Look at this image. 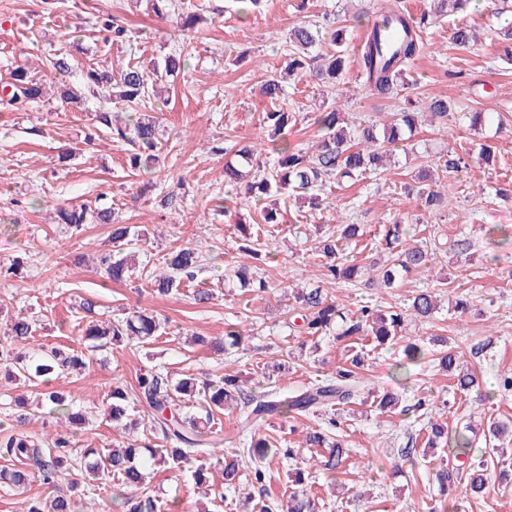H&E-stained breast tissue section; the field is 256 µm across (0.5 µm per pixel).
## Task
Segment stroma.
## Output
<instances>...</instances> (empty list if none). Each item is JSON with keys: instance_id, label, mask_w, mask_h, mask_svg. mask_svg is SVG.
Here are the masks:
<instances>
[{"instance_id": "stroma-1", "label": "stroma", "mask_w": 512, "mask_h": 512, "mask_svg": "<svg viewBox=\"0 0 512 512\" xmlns=\"http://www.w3.org/2000/svg\"><path fill=\"white\" fill-rule=\"evenodd\" d=\"M192 2L201 8V21L185 36L172 19L158 18L148 0H62L53 16L44 14L41 0H0V87L11 68L24 64L43 80L46 92L42 102L22 111L0 104V263L26 257L21 277L0 280V338L10 318L25 311L36 319L39 344L82 353L85 375L56 383L88 411L91 423L75 438L82 450L118 440L108 419L109 394L116 385L134 393L136 376L144 368L163 370L176 380L204 374L215 378L233 370L249 393L301 390L335 375L345 364L342 345L334 337L315 338L294 327V289L322 287L328 299L349 312L364 303L384 311L402 307L416 291L429 289L441 297L434 319L409 325L408 339L371 351L360 371L373 394L396 393L405 413L378 415L366 400L339 407L336 434L346 456L336 481L316 474L310 483L324 502L321 512H448L452 500L436 479L448 450L425 448L426 422L471 427L480 446L490 420L512 422V393L484 396L501 374L512 371V243H491L485 233L495 224L512 226V197L506 195L512 190V61L494 36L502 17L494 8L479 6L433 20L422 30L423 49L391 100L372 95L357 64L367 18L385 0H309L304 7L297 0H263L246 19L230 0ZM106 15L126 23L128 40L103 43L94 24ZM325 16L347 31L348 68L333 85L285 83L283 106L292 121L283 136L289 142L306 148L317 144L322 132L314 118L336 102L344 104L355 124L393 112L398 104L409 111L420 109L433 96L447 97L452 112L447 124H422L413 150L397 153L384 170L328 186L326 207L313 210L305 200L280 198L279 254L259 270L269 288L250 293L235 276L236 226L256 214L219 208L224 166L238 163L237 151L244 144L271 139L261 123L267 104L260 88L284 68L290 30ZM463 24L480 32L479 41L465 49L452 39L455 27ZM180 49L189 52L188 63L164 80L158 103L166 164L149 176L130 168L125 143L106 135L87 141L102 98L61 101L58 79L46 68L51 56L66 57L71 66L66 80L78 86L88 68L117 67L132 57L146 63ZM242 53L246 61L237 62ZM466 112L500 115L506 123L476 132L463 120ZM216 145L221 153H213ZM451 150L462 154L468 167L438 182L450 200L448 207L419 209L405 184L417 182L421 172L434 171ZM170 193L177 197L175 205L160 207ZM79 205L113 207L120 222L144 230L139 268L131 280H106L97 265L98 257L113 246L110 225L88 224L73 236L55 224L57 210ZM397 220L410 224L416 240L431 249L427 268L404 276L392 288L363 278L353 284L325 281L312 249L318 231L341 222L364 225L366 234L358 246H346L342 256L369 267L385 264L389 253L382 235ZM460 238L472 240L469 252L454 248ZM186 247L202 257L194 288L212 291L208 303H194L193 288L167 296L152 291L151 281L165 272L171 251ZM461 296L470 303L463 313L454 308ZM85 298L96 302L100 319L143 311L166 321L168 332L144 344L91 348L81 332L79 303ZM229 323L245 330L244 349L221 354L187 341L194 334L222 336ZM440 337L462 353L482 379V389L459 391L452 376L439 368L435 355ZM410 341L420 344L425 355L408 365L402 381H394V366ZM278 362L286 363L287 371L267 373V366ZM424 398L437 402L427 417L415 409ZM327 420L324 414L283 417L259 429L305 458L307 430ZM411 445L426 451L413 464L401 455ZM287 468V463H273L270 479L258 485L251 481L250 465H243L238 490L225 492L214 512H250L243 503L248 495L286 497ZM499 472L488 470L485 490L468 498L466 512H512V483L502 481Z\"/></svg>"}]
</instances>
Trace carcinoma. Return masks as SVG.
<instances>
[{
    "label": "carcinoma",
    "mask_w": 512,
    "mask_h": 512,
    "mask_svg": "<svg viewBox=\"0 0 512 512\" xmlns=\"http://www.w3.org/2000/svg\"><path fill=\"white\" fill-rule=\"evenodd\" d=\"M150 8L158 17L174 15L176 28L185 32L195 27L199 14L174 3V0H149ZM471 0H432L430 9L415 19L398 9L382 7L367 34L358 64L360 77L374 93L387 96L404 74L406 67L422 49L419 32L447 9L467 12ZM346 37L341 28H330L323 32L313 23L296 27L290 34L288 44V75L299 79L311 77L319 82L333 84L343 73L346 65L344 44ZM187 59L179 51L164 58L163 65H153L149 71L137 63H129L116 71L91 67L87 70L83 86L90 93L104 86L111 88L106 102L109 108L96 112L98 133L114 136L127 142L134 148L129 155L132 168H145L161 161V146L158 138L155 116L157 108L153 103L156 97V84L160 72L167 75L177 73L185 67ZM43 83L30 74L26 67L18 66L10 72L7 85L9 92L3 94L0 102L14 110H25L40 101ZM284 88L279 77L275 76L262 85L261 93L272 108L263 116V124L276 133L284 131L292 115L283 108L276 107ZM429 122L448 119L450 105L444 97H432L424 106ZM419 113L393 112L383 123L372 122L351 127L342 118V113L333 109L321 112L315 117V123L323 131L321 144L314 153L305 148L292 145L284 140L273 144L271 152L274 162L270 171L254 174L246 184L242 171L231 164L224 168V182L227 188L224 205L244 201L259 204L282 192L292 194L303 192L308 195L310 209H318L323 202L321 190L330 180L340 183L356 180L379 167L383 156L392 153L390 147H397L414 133L418 125ZM422 207L427 210H440L448 206V197L440 192L414 186L408 189ZM96 224L112 225V240L126 246L141 241L139 231L133 226L116 221L110 207L91 210L60 209L57 211V223L73 232H79L87 220ZM241 255L252 261L251 265L238 267L240 287L254 292H264L267 282L259 277L247 276L249 268H258L260 264L273 256L272 243L261 241L250 232V226L240 224L237 227ZM408 233L403 225L394 223L385 230L383 242L385 249L399 251L392 262L378 267L374 275L376 281L390 288L396 280L405 274L421 270L430 263L431 254L423 246L400 248L402 236ZM363 236L359 224H341L336 232H328L315 240L314 251L322 258L324 278L336 284L352 281L362 273L357 264L340 261L338 242L343 239L355 240ZM134 254L106 253L100 257V268L106 279L123 281L133 272ZM201 256L191 248H183L174 253L167 261V272L153 279L154 291L167 296L181 287L194 283L200 268ZM295 303L301 310V330L308 336H322L336 330V340L369 338L382 346L397 338L404 322L431 318L437 312V297L432 292L422 290L403 308L387 312L363 305L357 312L349 314L333 301L322 295V289L301 290L294 295ZM79 308L90 318L84 331V338L105 348L115 343H144L162 335L163 323L153 315L139 312L122 321H102L95 318L94 303L85 301ZM34 326L30 317L20 313L11 320L6 342L0 343V369L5 376L15 377L36 389V409L47 411L49 415L58 414L66 422L76 426L85 424L81 409L51 386V380L71 373H79L86 367L83 357L62 348L42 346L32 347L35 342ZM244 330L230 323L224 330V338L197 336L194 343L209 345L216 351L227 352L238 349L243 344ZM458 355L447 349L439 359V366L452 373L456 387L468 391L475 385V376L469 373L455 372ZM362 352H355L346 366L336 376L328 378L302 391L291 393H270L254 397L244 392L240 377L235 372H226L215 379L201 383L192 377L177 382L154 369L142 373L137 378V400L147 409L149 431L163 440L164 445L157 448L130 444L118 448L107 445L102 448L88 449L78 454L75 448V435L71 432L55 433L49 442L20 430L0 432V486L7 489H19L29 483L30 469L36 468L41 482L49 487L57 486L61 471H73L78 480L71 483L69 490L60 491L44 499L33 500L27 512H77L75 494L79 486L103 483L112 484V502L121 512H174L180 504L163 502L146 492L148 469L163 467L167 470L189 471L195 484L203 488L207 506L203 512L217 500L224 499V488H234L240 480L237 455L224 456L223 485L214 487L207 481L206 456L212 448L224 444L223 431L215 427V415L224 410H241L239 424L242 431H250L254 424L265 419H275L302 413L326 412L335 406L350 402L358 392L357 369L364 366ZM197 398L198 412L191 414L185 410V398ZM110 418L113 427L124 430L126 427L138 428L139 420L130 418L128 394L121 387H115L110 394ZM379 413H388L398 406V398L391 392H385L373 399ZM337 422L328 421L326 428L312 429L306 435V445L311 448H326L328 456L316 463L326 477L335 480L337 470L345 455L342 443L330 437ZM445 441L448 451L457 457L470 453L473 440L462 432H450L439 424L430 426L428 443L433 445ZM246 453L253 463L252 482L262 484L266 481L270 463L281 458L295 456L291 448H283L271 435L253 433L247 444ZM483 460L470 468L467 487L475 494L485 489L487 463L493 462L495 448L481 453ZM308 463L287 470L286 477L292 485V492L285 500L267 499L253 504L257 512H318L315 495L306 483Z\"/></svg>",
    "instance_id": "carcinoma-1"
}]
</instances>
